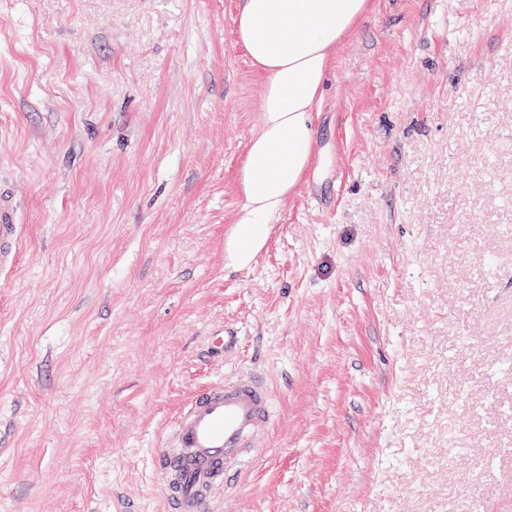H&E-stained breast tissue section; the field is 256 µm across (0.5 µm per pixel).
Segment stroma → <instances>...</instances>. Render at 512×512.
I'll use <instances>...</instances> for the list:
<instances>
[{"instance_id":"35a3bbf8","label":"stroma","mask_w":512,"mask_h":512,"mask_svg":"<svg viewBox=\"0 0 512 512\" xmlns=\"http://www.w3.org/2000/svg\"><path fill=\"white\" fill-rule=\"evenodd\" d=\"M237 2L0 0V512H165L167 424L242 372L280 415L217 512H512V0H372L244 269ZM21 243L20 224H16L14 207L0 194V269H11Z\"/></svg>"}]
</instances>
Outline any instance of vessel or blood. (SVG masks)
<instances>
[{"label": "vessel or blood", "mask_w": 512, "mask_h": 512, "mask_svg": "<svg viewBox=\"0 0 512 512\" xmlns=\"http://www.w3.org/2000/svg\"><path fill=\"white\" fill-rule=\"evenodd\" d=\"M21 228L0 194V269L12 267ZM276 415L270 387L251 376L198 389L168 425L153 464L169 512H213L267 444Z\"/></svg>", "instance_id": "b4317fda"}]
</instances>
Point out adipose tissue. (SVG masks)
I'll return each instance as SVG.
<instances>
[{"mask_svg": "<svg viewBox=\"0 0 512 512\" xmlns=\"http://www.w3.org/2000/svg\"><path fill=\"white\" fill-rule=\"evenodd\" d=\"M370 8L371 0H239L236 41L264 85L259 126L237 171L240 204L224 243L230 265H252L304 181L315 148L313 114L338 50Z\"/></svg>", "mask_w": 512, "mask_h": 512, "instance_id": "adipose-tissue-1", "label": "adipose tissue"}]
</instances>
